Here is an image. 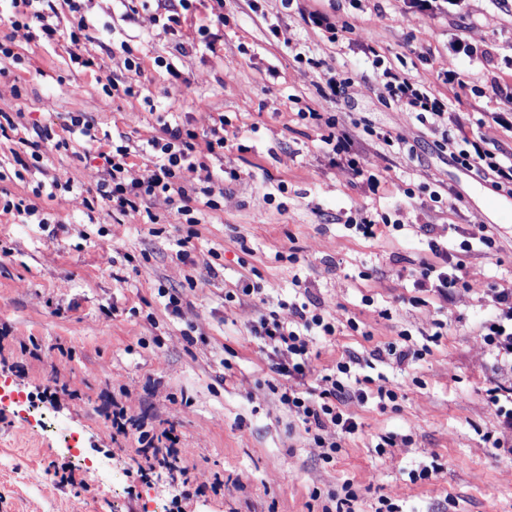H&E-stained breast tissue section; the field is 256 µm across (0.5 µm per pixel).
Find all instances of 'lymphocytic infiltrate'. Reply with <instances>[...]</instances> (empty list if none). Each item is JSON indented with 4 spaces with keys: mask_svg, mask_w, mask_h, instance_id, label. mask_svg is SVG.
<instances>
[{
    "mask_svg": "<svg viewBox=\"0 0 512 512\" xmlns=\"http://www.w3.org/2000/svg\"><path fill=\"white\" fill-rule=\"evenodd\" d=\"M11 11L8 19L11 24L19 20L36 23L38 37L46 44H54L60 37V19L64 12L78 14V30L88 26L86 17L81 16L79 0H9ZM360 52L373 55L375 67L381 68V79L388 100L400 104L412 112L416 120L431 130L440 132L441 138L436 147L439 151L457 148L460 141L468 136L463 123H456L455 133H446L450 100L421 87L405 73L385 65L383 59L375 57L374 48L366 41H357ZM303 120L326 126L328 135L323 136L333 160L346 165L355 176H364L359 157L355 155L354 141L348 131L339 129L335 116L325 115L316 110L299 111ZM23 112L0 110V139L19 138L22 145L31 148L34 162H41L42 142L48 141L51 134L47 128L25 126ZM66 129L79 135L84 143L82 152L76 153L77 161L95 160L99 163L101 178L96 185V198L86 201V209H93L95 202L108 204L121 215L153 224L157 216L145 202L147 199L164 197L166 202L175 205L178 214L189 224L201 223L204 209L216 208L215 197L220 193L225 179L204 177L195 180L198 163L193 158L195 130L179 122L163 123L161 134L149 140L148 145L155 152L157 161L142 178L127 180L128 160L135 148L126 140L102 141L92 123L83 115L71 116ZM459 150L462 164L476 175L490 179L497 188L512 187V157L484 149L473 144L471 149ZM61 177L53 176L38 181L31 195L5 199L0 204L4 212L24 217L26 223L38 224L42 213L38 204L42 195H53L62 188ZM493 310L483 322L480 336L483 343L494 350L497 356L512 358V289L496 291L492 297ZM320 329L324 335L335 333L334 325L320 308L301 305L295 308L293 320H285L277 311L261 314L251 327L252 335L268 350L274 377L269 380L270 390L277 394L282 405L288 408L302 423L305 433L315 447L336 450V442L331 441L333 433L355 434L356 422L345 410L348 399H366V382L352 370L351 361H337L329 373L321 375L317 388H308L312 374L311 345L309 333ZM104 409L109 410L111 426L117 434L128 435L136 432L139 448L137 454L141 464L147 468L170 467L175 447L180 441L174 427L144 429L143 425L131 423L124 408L116 406L112 399H105Z\"/></svg>",
    "mask_w": 512,
    "mask_h": 512,
    "instance_id": "1",
    "label": "lymphocytic infiltrate"
}]
</instances>
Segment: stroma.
Returning <instances> with one entry per match:
<instances>
[{
    "label": "stroma",
    "mask_w": 512,
    "mask_h": 512,
    "mask_svg": "<svg viewBox=\"0 0 512 512\" xmlns=\"http://www.w3.org/2000/svg\"><path fill=\"white\" fill-rule=\"evenodd\" d=\"M313 5L354 21V31L330 42L281 0H193L174 34L154 22L155 0L131 21L111 0H85L88 27L76 45L75 14L50 46L0 19V40L28 59L0 75V109L51 129L41 147L47 169L73 183L40 199L48 223L0 212V328L9 330L0 341V512H322L349 490L353 512H375L383 498L398 512H512V430L501 427L489 396L512 384V361L480 340L493 290L512 289V218L493 207L512 210V191L440 153L437 133L385 103L373 57L352 47L366 40L385 63L447 93L469 136L512 153V129L490 118L504 106L489 92L491 77L512 83V0H468L463 13L435 19L403 0ZM203 25L218 35L213 48L198 42ZM456 41L466 51L452 50ZM74 51L92 67L71 63ZM299 52L320 67L296 62ZM127 57L139 71L125 69ZM168 59L180 79L168 74ZM336 71L351 83L332 103L319 88ZM446 71L460 78L450 90L440 80ZM131 83L141 96L124 95ZM306 106L336 115L340 128L368 143L363 168L377 191L331 162L326 128L298 117ZM209 112L224 115L236 141L220 155L204 151ZM75 113L98 134H122L139 147L128 179L151 168L145 145L174 117L197 132L211 173L233 167L240 178L225 183L201 224L184 223L160 197L150 205L154 224L102 203L86 218L83 201L100 174L54 147ZM380 133L413 145L416 157L384 150ZM27 153L0 143V196L35 186L37 174L14 176L16 156ZM434 191L440 202L431 201ZM359 208L389 213L400 226L363 238L345 224ZM55 221L65 222L64 233L53 234ZM426 222L452 244L472 243L458 254L466 285L447 302L416 285L423 265L436 261ZM483 233L493 249L477 243ZM246 281L259 283L263 298L226 301ZM170 293L182 297L181 314L167 308ZM309 302L336 327L312 339L316 371L355 356L368 380L367 400L345 406L358 431L337 435L329 460L269 389V354L250 332L261 313L288 320ZM33 341L63 353L35 358ZM392 346L410 347L408 360L396 363ZM381 388L396 400H379ZM104 391L130 415L174 425L187 497L166 475L137 474L130 443L112 439ZM68 431L81 451L69 450ZM384 437L393 447L378 449ZM423 468L430 478L412 480ZM35 470L42 481L30 480Z\"/></svg>",
    "instance_id": "stroma-1"
}]
</instances>
